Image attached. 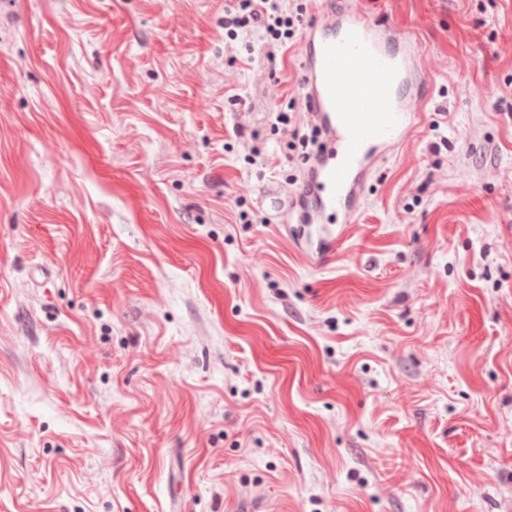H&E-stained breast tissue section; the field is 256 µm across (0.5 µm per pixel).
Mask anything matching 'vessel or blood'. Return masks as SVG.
Here are the masks:
<instances>
[{
  "label": "vessel or blood",
  "instance_id": "b4317fda",
  "mask_svg": "<svg viewBox=\"0 0 512 512\" xmlns=\"http://www.w3.org/2000/svg\"><path fill=\"white\" fill-rule=\"evenodd\" d=\"M304 38L306 103L324 147L308 168L304 189L314 201L300 221L324 225L326 249L336 241L329 217L357 212L369 171L408 137L421 69L392 28L359 5L315 10Z\"/></svg>",
  "mask_w": 512,
  "mask_h": 512
}]
</instances>
